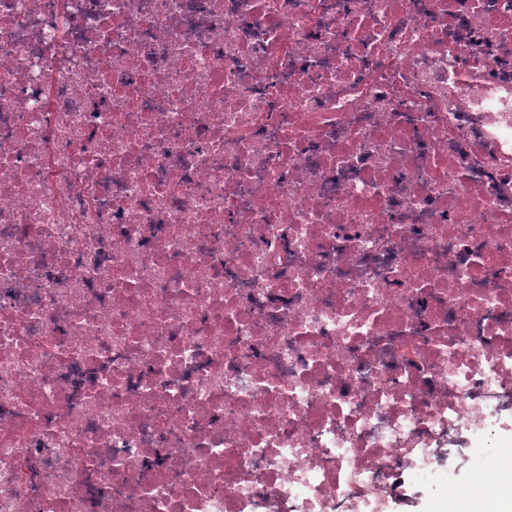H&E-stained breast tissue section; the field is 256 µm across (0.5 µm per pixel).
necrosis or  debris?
Masks as SVG:
<instances>
[{
	"mask_svg": "<svg viewBox=\"0 0 512 512\" xmlns=\"http://www.w3.org/2000/svg\"><path fill=\"white\" fill-rule=\"evenodd\" d=\"M512 414V0H0V512H383Z\"/></svg>",
	"mask_w": 512,
	"mask_h": 512,
	"instance_id": "1",
	"label": "necrosis or debris"
}]
</instances>
